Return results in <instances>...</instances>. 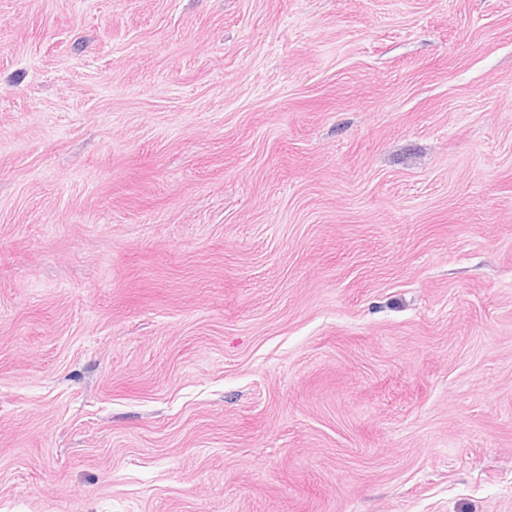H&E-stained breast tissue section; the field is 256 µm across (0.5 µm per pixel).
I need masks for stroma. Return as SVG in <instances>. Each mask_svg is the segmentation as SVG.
Listing matches in <instances>:
<instances>
[{
    "instance_id": "35a3bbf8",
    "label": "stroma",
    "mask_w": 512,
    "mask_h": 512,
    "mask_svg": "<svg viewBox=\"0 0 512 512\" xmlns=\"http://www.w3.org/2000/svg\"><path fill=\"white\" fill-rule=\"evenodd\" d=\"M0 512H512V0H0Z\"/></svg>"
}]
</instances>
